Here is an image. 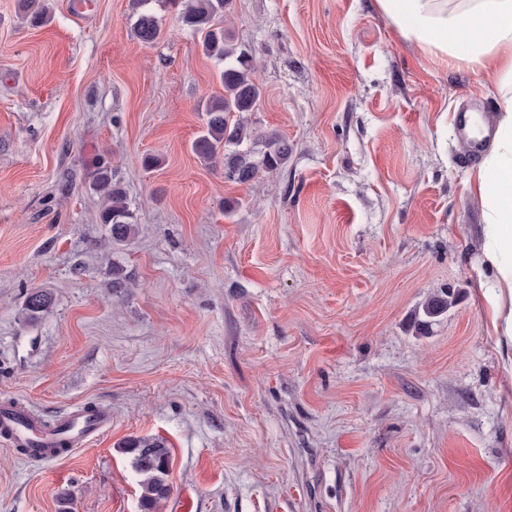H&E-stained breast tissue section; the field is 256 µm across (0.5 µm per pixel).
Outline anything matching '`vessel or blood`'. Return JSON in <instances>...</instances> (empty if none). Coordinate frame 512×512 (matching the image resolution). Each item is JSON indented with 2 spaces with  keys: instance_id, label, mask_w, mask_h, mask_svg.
Instances as JSON below:
<instances>
[{
  "instance_id": "b4317fda",
  "label": "vessel or blood",
  "mask_w": 512,
  "mask_h": 512,
  "mask_svg": "<svg viewBox=\"0 0 512 512\" xmlns=\"http://www.w3.org/2000/svg\"><path fill=\"white\" fill-rule=\"evenodd\" d=\"M112 424L110 411H93L79 406L66 412L50 428L44 427L37 415L23 406L0 402V439L12 448H25L26 459L53 460L52 449L60 442L77 448L86 444Z\"/></svg>"
}]
</instances>
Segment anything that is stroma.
Segmentation results:
<instances>
[{"mask_svg":"<svg viewBox=\"0 0 512 512\" xmlns=\"http://www.w3.org/2000/svg\"><path fill=\"white\" fill-rule=\"evenodd\" d=\"M40 4L34 24L0 0V400L49 420L91 402L112 426L53 463L0 441V512H144L138 436L171 451L155 512L186 491L193 512H512V364L466 161L488 144L458 130L494 121L496 86L374 0H233L251 118L294 145L240 185L191 149L224 87L175 10L145 44L132 0ZM101 166L139 226L124 245ZM34 288L54 304L31 323ZM443 288L454 307L417 334ZM93 189L102 200L100 222L107 227L112 243L122 245L129 242L137 234L138 224L122 188L112 181L108 167L98 169Z\"/></svg>","mask_w":512,"mask_h":512,"instance_id":"stroma-1","label":"stroma"}]
</instances>
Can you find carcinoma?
I'll return each instance as SVG.
<instances>
[{
  "mask_svg": "<svg viewBox=\"0 0 512 512\" xmlns=\"http://www.w3.org/2000/svg\"><path fill=\"white\" fill-rule=\"evenodd\" d=\"M152 2L135 0L133 32L145 44L155 42L162 34L161 19L150 7ZM159 2L178 10L182 25L203 35L204 53L220 66L224 95L206 105L204 128L192 144L195 154L207 164L223 163L224 178L240 184L253 180L262 169L275 171L285 166L293 151L288 138L254 125L246 116L255 111L262 89L256 80L253 54L234 43L224 26L232 0ZM94 190L102 200L100 223L107 227L112 243L129 242L137 234L138 224L108 167L98 169ZM52 305L51 292L35 288L26 294L23 311L27 320L37 321L49 314ZM451 305L452 294L448 291L431 296L423 305L424 324L447 312ZM122 447L133 455L135 470L144 476L142 503L149 510L168 496L170 449L160 437H130Z\"/></svg>",
  "mask_w": 512,
  "mask_h": 512,
  "instance_id": "obj_1",
  "label": "carcinoma"
}]
</instances>
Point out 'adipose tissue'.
Instances as JSON below:
<instances>
[{"mask_svg":"<svg viewBox=\"0 0 512 512\" xmlns=\"http://www.w3.org/2000/svg\"><path fill=\"white\" fill-rule=\"evenodd\" d=\"M397 32L434 61L464 65L498 87L492 143L471 173L492 290L486 317L512 347V0H375Z\"/></svg>","mask_w":512,"mask_h":512,"instance_id":"1","label":"adipose tissue"}]
</instances>
